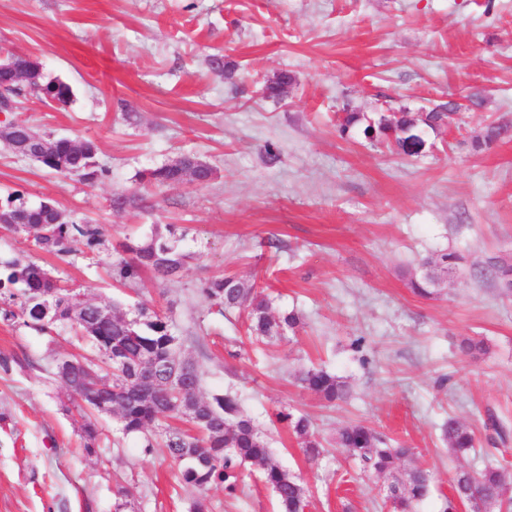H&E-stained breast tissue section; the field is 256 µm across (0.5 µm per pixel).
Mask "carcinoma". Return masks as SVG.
I'll return each instance as SVG.
<instances>
[{
  "instance_id": "obj_1",
  "label": "carcinoma",
  "mask_w": 512,
  "mask_h": 512,
  "mask_svg": "<svg viewBox=\"0 0 512 512\" xmlns=\"http://www.w3.org/2000/svg\"><path fill=\"white\" fill-rule=\"evenodd\" d=\"M35 62L20 60L17 69L38 75L35 90L40 98L52 95L56 104L66 106L73 101V88L59 78H47L38 72ZM293 83V76L283 72L265 87L266 96L278 98ZM365 123L363 133L369 139H380L397 145L414 136L415 120L408 114L400 118L376 120L356 112L348 113L340 125L341 132L350 126ZM49 154L41 161L44 168L64 175H75L94 184L104 169L97 161L98 147L92 141L77 142L68 138L50 140ZM213 171L185 169L168 164L145 170L143 186L181 184L187 180L206 184ZM116 210L143 209L145 198L134 192L112 199ZM3 213L16 214L20 224L7 228L32 237L35 246L46 253L67 255L72 244L83 242L93 249L104 242V228L99 224H77L49 203L34 206L8 202ZM124 257L112 264V279L121 286L134 282L144 271L155 279L169 281L182 272L192 258L180 246L173 232L154 230L142 239H126L119 244ZM459 257L444 253L439 260L428 262L437 273H424L410 280L414 293L429 297L442 275L456 270ZM211 312L218 315L234 310L247 314V333L257 341L279 339L287 332H296L303 324L296 310L276 312L271 298L255 285L235 276H215L201 288ZM76 295L64 288L58 277L35 262L0 260V316L6 321L20 322L51 333L59 325L67 326L77 338L89 342L98 352L90 359L82 354L70 356L79 364L71 383V404L84 418L81 428L83 451L91 456L101 448L103 431L99 415L85 386L96 378L101 388L95 395L112 403L119 432L142 439L145 448L157 445L167 456L181 463L180 481L200 493L189 506V512H208L202 493L214 485L234 496L244 482L249 465L262 468L263 483L273 492L279 512H304L307 489L300 478L274 462L269 441L255 421L245 415L238 398L230 393L205 395L201 391L203 374L197 361L183 354L184 336L173 332L170 315L144 304L136 311H122L118 302L85 303L86 317L70 315V304ZM304 386L321 399L334 403L348 398L347 385L322 367H311L299 374ZM277 421L285 422L300 440L306 461L315 465L325 452L322 441L306 415L296 416L280 411ZM448 450L464 456L475 448L470 428L450 419L442 428ZM336 444L357 460L364 470L392 477L387 485L385 502L393 512H415L419 502L431 489L430 473L416 465L404 470L399 463L412 455V449L393 447L363 424H350L336 435ZM512 479L509 472L487 464L472 475L458 474L454 497L446 501L443 512H455V501L470 506L471 512H512V498L505 496V486Z\"/></svg>"
}]
</instances>
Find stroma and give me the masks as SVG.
Listing matches in <instances>:
<instances>
[{
	"label": "stroma",
	"mask_w": 512,
	"mask_h": 512,
	"mask_svg": "<svg viewBox=\"0 0 512 512\" xmlns=\"http://www.w3.org/2000/svg\"><path fill=\"white\" fill-rule=\"evenodd\" d=\"M8 54L75 94L60 107L24 92L14 119L95 142L104 173L90 185L0 142V203L50 198L106 236L57 257L0 228V253L44 265L96 302L171 309L177 335L202 339L204 393L236 395L268 432L307 488L305 512H390L386 477L363 474L336 447L352 423L414 449L432 472L418 512H442L461 469L491 461L512 473V296L492 274L512 264V0H0ZM216 57L231 77L212 68ZM283 71L293 83L267 98ZM452 103V123L419 125L415 155L338 128L347 112L422 118ZM494 126L503 134L474 148ZM185 154L213 168L209 183L152 187L146 210L113 209L114 196L142 189L143 170ZM166 224L195 260L171 281L146 272L113 287L118 243ZM445 252L460 257L456 276L431 297L414 294L410 279ZM220 274L299 311L303 327L256 348L244 314L207 311L200 288ZM467 336L487 353L461 354ZM73 349L67 327L47 335L0 320V357L37 364L0 370V512H188L177 464L121 436L115 419L100 425L117 446L82 453V420L47 371ZM313 364L347 384L346 401L331 406L302 387ZM280 410L311 418L327 449L319 466L273 423ZM451 417L472 428L478 453H448ZM206 497L209 512H277L257 465L242 493L215 486Z\"/></svg>",
	"instance_id": "1"
}]
</instances>
